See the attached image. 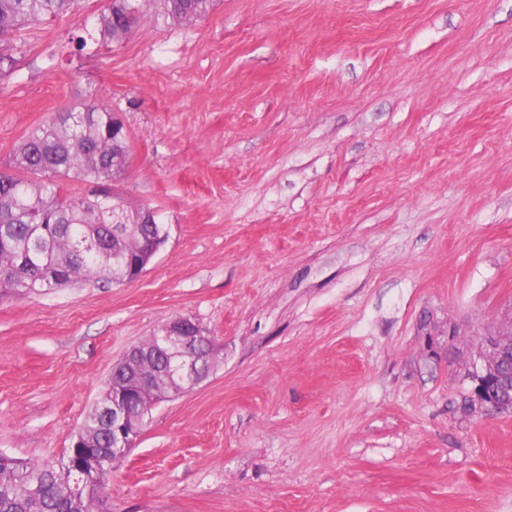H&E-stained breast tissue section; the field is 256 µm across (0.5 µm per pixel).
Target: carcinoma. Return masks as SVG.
<instances>
[{"label":"carcinoma","mask_w":512,"mask_h":512,"mask_svg":"<svg viewBox=\"0 0 512 512\" xmlns=\"http://www.w3.org/2000/svg\"><path fill=\"white\" fill-rule=\"evenodd\" d=\"M175 21L206 17L215 0H157ZM80 0H0V76L13 70V52L21 31L78 9ZM146 0H107L94 17L92 33L78 37L119 43L145 18ZM86 121L70 124V112H57L31 129L21 141L14 172H0V291L16 299L87 281L120 284L140 244L133 229L120 251L112 244V197L72 198L63 180L91 178L106 186L125 173L129 147L112 140V111L90 104L79 109ZM52 174L54 180L41 176ZM144 374L173 365L156 349L155 337ZM81 435L97 459V471L78 492L70 488L71 467L64 459L21 462L0 456V512H107L103 491L112 472V416L91 408Z\"/></svg>","instance_id":"1"}]
</instances>
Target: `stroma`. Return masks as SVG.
<instances>
[{"label":"stroma","mask_w":512,"mask_h":512,"mask_svg":"<svg viewBox=\"0 0 512 512\" xmlns=\"http://www.w3.org/2000/svg\"><path fill=\"white\" fill-rule=\"evenodd\" d=\"M104 4L23 32L0 170L104 106L116 193L169 236L123 284L0 300V453L66 455L113 362L188 317L219 362L152 409L110 512H512V413L459 410L512 305V0L153 6L77 49ZM159 2L163 13L174 21H196L206 17L214 8L215 0H153Z\"/></svg>","instance_id":"1"}]
</instances>
